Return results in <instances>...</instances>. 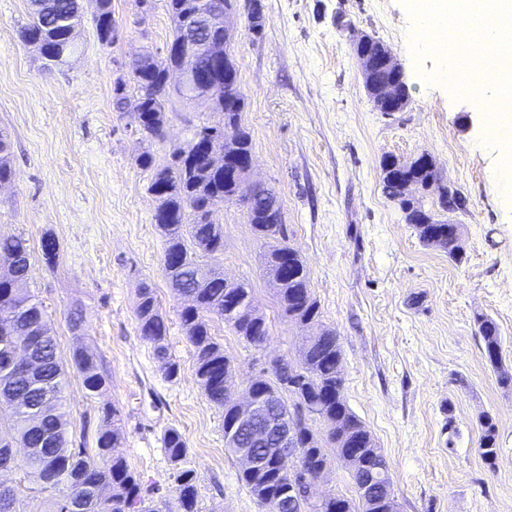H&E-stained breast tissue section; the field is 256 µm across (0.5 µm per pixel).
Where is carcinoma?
<instances>
[{"label": "carcinoma", "mask_w": 512, "mask_h": 512, "mask_svg": "<svg viewBox=\"0 0 512 512\" xmlns=\"http://www.w3.org/2000/svg\"><path fill=\"white\" fill-rule=\"evenodd\" d=\"M167 2L174 22L170 54L159 60L147 53L135 61L131 71L130 81L137 90L139 130L149 137L161 136L167 122L166 104L174 96L188 102L198 95L205 96L213 110L224 115V125L197 129L172 152L167 164L157 163L148 150L138 157V163L154 172L149 192L156 201L153 220L165 239L162 269L173 294L185 300L178 318L193 348L195 378L208 401L223 409L227 431L236 426V415L224 403V374L230 371L231 360L211 333L210 322L215 317L221 319L236 336L255 347L269 329L264 326V316L250 306L234 317L224 316L233 298L253 300L251 291L242 284L224 287V276L202 268L198 258L224 253V231L214 215L224 203L245 196L238 169L252 156V142L240 129L245 98L235 61L224 57V18L201 20L200 0ZM30 5L31 22L22 30V40L39 49L45 69L66 64L76 49L70 33L83 16L81 0H30ZM92 20L100 41L113 42L116 24L112 0H94ZM187 45L198 53L197 63L204 71L194 86L173 89L167 76L184 64ZM365 52L367 58L361 66L366 80L373 85H401L399 75L388 67L377 45L366 47ZM226 126L236 130L230 139L224 136ZM10 156L9 135L0 130V184L11 181ZM381 169L383 193L398 201L406 222L414 226L420 240L443 248L448 257L461 261L459 225L434 222L433 213L407 193L411 184L422 189L436 184L443 189L432 158L423 153L413 163L399 167L392 156L386 155ZM251 219L257 233L270 241L265 258L269 275L283 266L291 272L276 291L281 310L300 325L318 320L321 311L310 290L309 272L298 253L285 244L282 205L273 190L265 188L254 197ZM41 251L46 264L57 263V243L51 235L43 236ZM29 257L28 239L23 235L0 237V259L7 258L12 265L10 272L0 273V379L6 378L3 371L13 354L12 343L6 337L32 331L44 336L39 371L31 378L15 381L14 388L0 391V439L7 433L10 442L39 449L37 454L13 458V468L23 473L32 488L59 493L52 512H198L196 477L193 470L183 467L188 448L178 429H167L162 438L166 456L177 467L170 496L144 495L140 474L124 457L113 453L122 434L115 424L117 410L109 404L99 407L95 447H70L69 413L64 403L70 373L77 374L91 396L106 390L109 377L85 347L73 350L70 363L64 364L45 306L28 288ZM135 316L141 336L153 345L155 356L162 362L165 377H177L179 364L166 345L167 319L154 289L147 284L139 289ZM477 323L485 353L497 366L502 360L499 327L489 317L482 316ZM302 360L304 369L291 393L296 403L311 406L315 419L326 427L322 438L311 426L296 428L307 470L314 473L332 462L328 449L338 448L348 433L358 438L354 451L359 453V466L349 469L356 499L339 502L332 498L323 512H336L342 507L348 512H380V500L393 491L389 463L347 403L344 380L337 372L342 353L336 332L325 330L308 343ZM483 427L480 455L492 462L498 454L496 428L489 419ZM234 435V451L245 448L258 461L256 468L239 471V481L256 504L261 507L286 492L288 468L274 445L251 442L244 429Z\"/></svg>", "instance_id": "cac0c4a2"}]
</instances>
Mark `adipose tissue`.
<instances>
[{
	"label": "adipose tissue",
	"mask_w": 512,
	"mask_h": 512,
	"mask_svg": "<svg viewBox=\"0 0 512 512\" xmlns=\"http://www.w3.org/2000/svg\"><path fill=\"white\" fill-rule=\"evenodd\" d=\"M416 33L429 50L444 47L449 69L477 57L497 56L494 69L476 75L472 92L488 105L486 137L496 146L512 141V117L498 108L512 93V0H413Z\"/></svg>",
	"instance_id": "obj_1"
}]
</instances>
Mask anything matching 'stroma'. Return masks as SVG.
<instances>
[{
    "label": "stroma",
    "instance_id": "stroma-1",
    "mask_svg": "<svg viewBox=\"0 0 512 512\" xmlns=\"http://www.w3.org/2000/svg\"><path fill=\"white\" fill-rule=\"evenodd\" d=\"M260 5L261 33L248 14ZM114 42L91 18L77 29L79 53L42 69L21 38L29 0H0V130L11 140L13 177L0 185V236L30 245V290L51 316L62 355L83 345L111 384L92 397L79 378L65 391L72 447H92L98 408L115 405L117 452L145 482L168 493L175 473L162 435L177 428L197 477L199 512H260L224 450V414L194 376L178 300L161 268L163 239L152 216L150 171L191 136L215 126L210 103L173 100L164 136L147 140L131 109L116 111L114 87L132 61L164 57L173 23L165 0H112ZM231 54L245 97L242 125L253 144L252 182L272 188L288 244L310 272L319 321L284 317L267 274L268 246L238 203L221 206L224 253L205 267L250 288L269 333L254 347L223 321L212 331L237 369L234 396L269 360L297 359L304 336L335 330L344 393L391 469L399 512H512V176L484 136L482 103L443 79V58L415 32L409 0H237ZM388 45L409 89L402 112H380L352 51L354 33ZM428 154L465 207L455 214L464 256L421 242L382 191L381 160ZM59 245L47 265L41 239ZM155 288L168 319L167 344L180 371L167 379L135 317L138 290ZM83 310V341L70 332L71 304ZM494 319L500 367L487 359L477 317ZM496 427L494 462L479 451L485 420Z\"/></svg>",
    "mask_w": 512,
    "mask_h": 512
}]
</instances>
